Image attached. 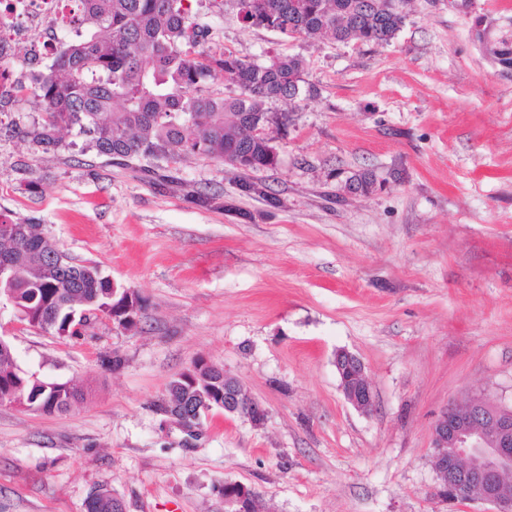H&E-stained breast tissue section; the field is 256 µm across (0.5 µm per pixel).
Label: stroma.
<instances>
[{
    "mask_svg": "<svg viewBox=\"0 0 512 512\" xmlns=\"http://www.w3.org/2000/svg\"><path fill=\"white\" fill-rule=\"evenodd\" d=\"M184 7L208 46L306 63L298 98L268 104L286 125L256 177L280 203L218 160L158 185L80 136L46 154L14 133L30 105L0 114V213L141 304L136 328L102 317L66 337L0 312L24 371L85 393L63 415L0 404V512H87L101 488L125 512H228V481L262 512H493L437 494L432 432L452 402L512 407V74L486 49L512 0H413L381 46L286 38L236 0ZM360 173L368 192L348 188ZM343 349L371 411L343 394ZM201 359L262 404L263 426L215 409L189 442L166 423L170 381ZM334 365L347 401L361 411L371 409L375 393L361 361L354 354L340 350L336 352Z\"/></svg>",
    "mask_w": 512,
    "mask_h": 512,
    "instance_id": "stroma-1",
    "label": "stroma"
}]
</instances>
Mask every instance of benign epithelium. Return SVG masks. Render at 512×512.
Segmentation results:
<instances>
[{
	"mask_svg": "<svg viewBox=\"0 0 512 512\" xmlns=\"http://www.w3.org/2000/svg\"><path fill=\"white\" fill-rule=\"evenodd\" d=\"M336 372L348 402L361 411L371 409L375 393L361 361L339 350ZM224 411L261 426L266 409L229 375H224ZM210 398L190 403L167 400L160 411L186 434L199 431L202 415L210 412ZM435 469L439 493L461 500H479L494 505V512H512V495L503 489L504 477L512 474V408L481 399L445 408L433 428Z\"/></svg>",
	"mask_w": 512,
	"mask_h": 512,
	"instance_id": "1",
	"label": "benign epithelium"
}]
</instances>
